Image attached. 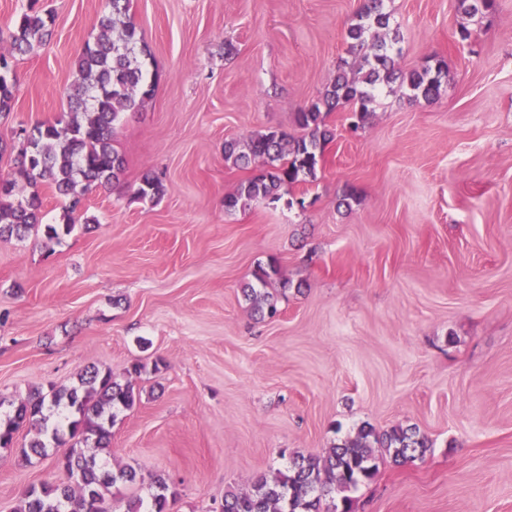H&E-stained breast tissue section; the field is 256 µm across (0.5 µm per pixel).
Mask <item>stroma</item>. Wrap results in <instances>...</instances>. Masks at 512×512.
I'll return each mask as SVG.
<instances>
[{
    "label": "stroma",
    "instance_id": "obj_1",
    "mask_svg": "<svg viewBox=\"0 0 512 512\" xmlns=\"http://www.w3.org/2000/svg\"><path fill=\"white\" fill-rule=\"evenodd\" d=\"M51 12L47 42L12 62L0 116V175L14 179L15 131L67 109L74 62L108 0H0V53L30 3ZM469 18L457 0H385L400 65H448L437 98L376 96L359 135L329 113L305 209L286 201L229 215L224 197L258 167L224 158L253 132L299 135L346 58L360 0H132L151 51L154 96L124 113L120 182L90 190L87 222L47 240L66 201L41 187L44 226L0 237V397L76 384L96 368L132 383L112 445L87 447L126 512L162 476L171 512H211L296 455H321L368 424L414 427L418 461L378 462L354 512H512V0ZM468 28L471 37L454 36ZM154 172L159 202L135 199ZM356 195L340 204L344 189ZM276 260L293 283L260 318L243 290ZM22 428L0 453V512L59 483L61 449L24 457Z\"/></svg>",
    "mask_w": 512,
    "mask_h": 512
}]
</instances>
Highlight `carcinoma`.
Returning a JSON list of instances; mask_svg holds the SVG:
<instances>
[{
    "instance_id": "cac0c4a2",
    "label": "carcinoma",
    "mask_w": 512,
    "mask_h": 512,
    "mask_svg": "<svg viewBox=\"0 0 512 512\" xmlns=\"http://www.w3.org/2000/svg\"><path fill=\"white\" fill-rule=\"evenodd\" d=\"M457 8L472 18L492 13L496 0H457ZM130 0H109V12L99 20L100 32L87 43L76 59V79L68 95L69 111L55 123H40L30 129V138L20 141L14 158L27 186L23 194L15 180L0 177V236H24L41 223L43 201L35 191L40 185L52 187L69 199L66 231L75 227L82 197L93 187H105L123 175L126 160L112 145L120 116L142 106L155 91V80L146 69L151 53L137 37L129 16ZM391 15L384 0H363L345 32L352 60H341L336 74L321 98L295 113L294 122L305 134L292 137L271 130L251 134L244 142H224V159L235 165L258 163L260 174L240 184L224 197V210L233 213L254 203H274L282 192L315 178L324 146L334 133L324 114L345 104L353 106L349 127L362 129L372 111L375 92L397 84V90L414 99L430 100L439 93L445 72L441 60L408 72L399 66V32L390 28ZM53 18L30 5L12 35L9 54L0 53V114L12 109L14 84L8 80L11 58L24 55L50 34ZM165 192L161 180L146 173L135 191L141 200L155 201ZM278 275L270 264L258 267V288H246L244 296L261 317L278 313L277 298L264 290ZM137 394L134 387L112 379L109 371L93 368L80 376L70 389L50 387L21 400L0 420V450L14 449L16 434L29 425L38 437L29 445L36 456L47 455L51 446H67L62 466L67 482L31 487L19 512H106L111 488L119 482H134L136 469L117 473L102 471L95 457L84 454L83 445L94 440L95 447L109 448L114 411L130 409ZM429 439L414 428L396 426L380 434L370 426L361 427L355 437L332 446L318 456H296L288 470L271 477L261 476L250 489L224 495L219 512H351L345 492L375 475L376 461L386 456L395 463L424 457ZM150 503L128 504L127 512H169L174 497L167 482L152 479Z\"/></svg>"
}]
</instances>
